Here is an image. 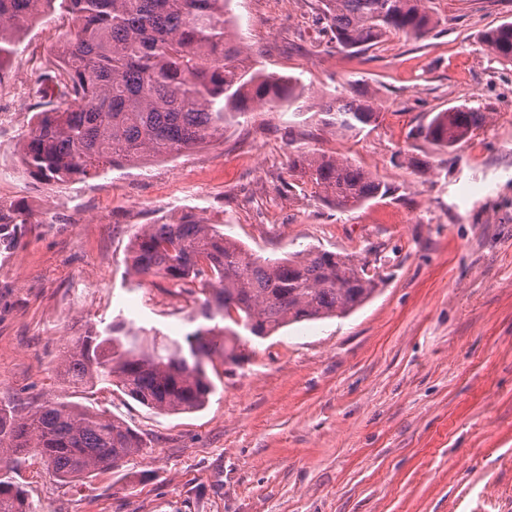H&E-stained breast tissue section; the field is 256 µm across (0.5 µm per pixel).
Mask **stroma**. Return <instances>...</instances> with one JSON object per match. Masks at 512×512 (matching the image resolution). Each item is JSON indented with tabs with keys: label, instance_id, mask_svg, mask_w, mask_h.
Listing matches in <instances>:
<instances>
[{
	"label": "stroma",
	"instance_id": "obj_1",
	"mask_svg": "<svg viewBox=\"0 0 512 512\" xmlns=\"http://www.w3.org/2000/svg\"><path fill=\"white\" fill-rule=\"evenodd\" d=\"M320 7L226 8L258 67L305 85L303 113L257 108L223 139L92 180L0 182V203L35 217L0 253V400L88 405L146 444L69 484L26 459L9 476L34 512H512V64L480 39L512 21V0H431L427 38L356 55L329 43ZM70 27L46 10L0 60L6 163L39 110L30 89L54 95L44 65ZM356 81L382 103L377 122L349 138L321 129L314 105ZM460 104L489 115L461 147L411 137ZM307 151L364 166L391 195L336 211L292 183L288 159ZM187 214L253 255L348 253L383 281L348 315L243 334L241 364L207 363L215 391L200 410L68 386L57 363L87 322L130 321L161 340L198 328L191 298L127 262L142 225Z\"/></svg>",
	"mask_w": 512,
	"mask_h": 512
}]
</instances>
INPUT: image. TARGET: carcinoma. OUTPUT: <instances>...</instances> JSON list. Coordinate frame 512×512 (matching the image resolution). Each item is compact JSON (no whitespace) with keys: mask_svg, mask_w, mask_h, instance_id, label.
I'll use <instances>...</instances> for the list:
<instances>
[{"mask_svg":"<svg viewBox=\"0 0 512 512\" xmlns=\"http://www.w3.org/2000/svg\"><path fill=\"white\" fill-rule=\"evenodd\" d=\"M71 16L47 62L45 78L59 103L46 102L20 140L25 175L68 183L101 176L120 160L178 155L224 137V129L256 107L290 110L303 98L296 78L264 73L234 38L224 18L228 0H0V57L17 50L18 36L55 3ZM327 32L350 53L366 51L391 34L427 37L438 20L426 0H322ZM488 53L512 64V21L481 35ZM322 125L352 135L375 123L374 96L358 82L319 104ZM487 114L465 104L436 113L415 136L450 150L471 137ZM289 170L339 212L383 198L392 187L350 161L300 153ZM32 223L20 206H0V251ZM129 268L164 281L196 305V315L229 320L263 338L305 320L346 315L368 301L380 275L368 263L327 250L283 259L248 253L215 224L192 215L146 224L134 237ZM126 323L102 330L91 323L72 339L57 371L72 388L109 384L141 405L168 414L203 408L214 390L206 361L224 336L222 356L245 359L238 333L201 326L160 346L130 336ZM145 450L125 422L71 401H0V472L39 457L62 482L104 473ZM0 512H32L25 492L0 476Z\"/></svg>","mask_w":512,"mask_h":512,"instance_id":"obj_1","label":"carcinoma"}]
</instances>
